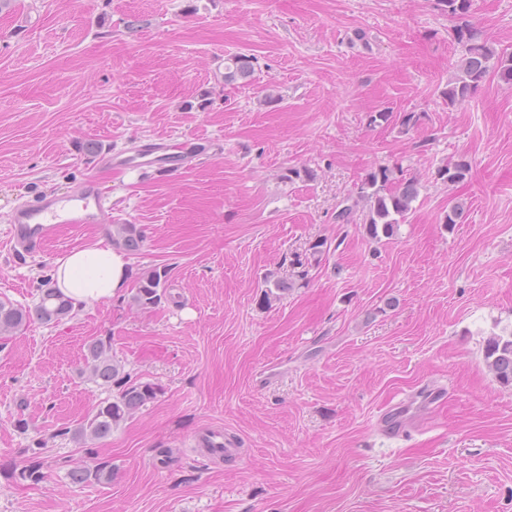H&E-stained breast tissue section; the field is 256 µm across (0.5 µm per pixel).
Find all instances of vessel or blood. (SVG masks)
Instances as JSON below:
<instances>
[{
	"label": "vessel or blood",
	"mask_w": 512,
	"mask_h": 512,
	"mask_svg": "<svg viewBox=\"0 0 512 512\" xmlns=\"http://www.w3.org/2000/svg\"><path fill=\"white\" fill-rule=\"evenodd\" d=\"M111 163L117 166H134L140 169L153 167L157 161V150L148 145L137 155H114ZM105 209L94 187H86L76 196L48 197L37 204L17 208L11 216V241L14 245L34 250L53 241L62 225L95 224Z\"/></svg>",
	"instance_id": "vessel-or-blood-1"
}]
</instances>
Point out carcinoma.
<instances>
[{"instance_id":"obj_1","label":"carcinoma","mask_w":512,"mask_h":512,"mask_svg":"<svg viewBox=\"0 0 512 512\" xmlns=\"http://www.w3.org/2000/svg\"><path fill=\"white\" fill-rule=\"evenodd\" d=\"M442 10L451 18L466 16L472 6L471 0H439ZM453 38L461 48L460 63L454 77L448 80L446 97L453 105L464 100L481 86L487 77L497 76L512 84V54L499 52L478 31L468 25H460L453 30ZM252 72L249 57L236 56L225 65L224 80L231 82L245 79ZM470 171L469 163L460 160L437 169L436 175L442 183L455 186L463 182ZM418 196L416 183L407 180L394 182L392 171L379 167L370 171L364 180L359 198L365 202L364 223L373 237L394 233V227L410 209ZM113 242L128 251H136L142 243V234L134 224H117L112 233ZM169 272L154 268L143 274L132 296V301L151 308L158 304L165 293ZM73 307L58 289L52 287V279H44L38 301L31 307L16 305L9 300H0V333L13 332L32 321L55 323L72 313ZM484 360L495 378L505 387L512 386V332L490 336L484 347ZM89 380L104 388L118 386V393L100 402L78 431L79 437L102 438L112 432L134 410L141 408L157 396V389L150 382H143L122 370L121 365L106 355L104 342L99 341L89 347L87 358ZM75 482L90 479L109 481L112 470L101 465L90 470L82 465L71 469Z\"/></svg>"}]
</instances>
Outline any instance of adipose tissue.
<instances>
[{
  "mask_svg": "<svg viewBox=\"0 0 512 512\" xmlns=\"http://www.w3.org/2000/svg\"><path fill=\"white\" fill-rule=\"evenodd\" d=\"M130 262L120 250L106 245L82 246L58 258L54 285L74 306L112 299L126 288Z\"/></svg>",
  "mask_w": 512,
  "mask_h": 512,
  "instance_id": "obj_1",
  "label": "adipose tissue"
}]
</instances>
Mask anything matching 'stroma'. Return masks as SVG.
<instances>
[{
    "label": "stroma",
    "instance_id": "stroma-1",
    "mask_svg": "<svg viewBox=\"0 0 512 512\" xmlns=\"http://www.w3.org/2000/svg\"><path fill=\"white\" fill-rule=\"evenodd\" d=\"M465 21L512 52V0H473ZM456 24L438 0L0 9V299L33 304L58 258L111 243L113 225L144 236L122 293L0 334V512H512V387L484 361L512 328V84L449 104ZM238 55L254 71L225 82ZM147 142L185 147L180 170L106 165ZM461 159L466 181H436ZM380 166L419 195L374 239L362 211L335 216ZM90 180L109 223L11 245L18 206ZM158 267L167 293L140 308L134 286ZM98 340L159 392L81 439L111 395L86 374ZM429 389L438 403L387 433L386 413ZM213 429L237 456L193 446ZM41 440L33 485L19 473ZM78 464L112 479L74 482Z\"/></svg>",
    "mask_w": 512,
    "mask_h": 512
}]
</instances>
